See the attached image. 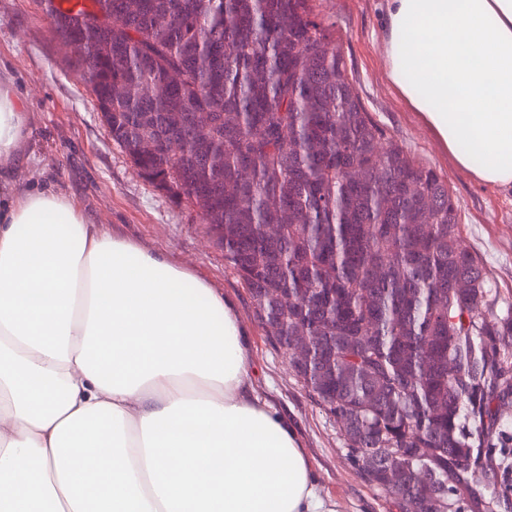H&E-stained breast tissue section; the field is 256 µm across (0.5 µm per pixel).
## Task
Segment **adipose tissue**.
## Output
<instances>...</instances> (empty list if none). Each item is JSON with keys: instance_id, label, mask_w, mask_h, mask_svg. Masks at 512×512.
<instances>
[{"instance_id": "adipose-tissue-1", "label": "adipose tissue", "mask_w": 512, "mask_h": 512, "mask_svg": "<svg viewBox=\"0 0 512 512\" xmlns=\"http://www.w3.org/2000/svg\"><path fill=\"white\" fill-rule=\"evenodd\" d=\"M385 77L480 184L512 190V0H385ZM0 77V512H337L256 395L234 305L188 267L18 187Z\"/></svg>"}]
</instances>
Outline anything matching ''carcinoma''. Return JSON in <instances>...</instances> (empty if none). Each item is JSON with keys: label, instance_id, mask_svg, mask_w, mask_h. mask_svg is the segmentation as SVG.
<instances>
[{"label": "carcinoma", "instance_id": "carcinoma-1", "mask_svg": "<svg viewBox=\"0 0 512 512\" xmlns=\"http://www.w3.org/2000/svg\"><path fill=\"white\" fill-rule=\"evenodd\" d=\"M45 2L112 141L198 209L271 343L288 355L294 330L314 337L295 376L348 423L364 478L396 495L372 460L401 448L448 496L484 470L493 402L512 392V312L487 304L446 180L366 110L314 0Z\"/></svg>", "mask_w": 512, "mask_h": 512}]
</instances>
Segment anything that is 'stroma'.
Instances as JSON below:
<instances>
[{
	"label": "stroma",
	"instance_id": "35a3bbf8",
	"mask_svg": "<svg viewBox=\"0 0 512 512\" xmlns=\"http://www.w3.org/2000/svg\"><path fill=\"white\" fill-rule=\"evenodd\" d=\"M334 24L346 75L387 135L437 170L458 208L460 240L480 260L498 314L512 309V191L475 183L458 169L417 113L386 81L381 53L384 0H316ZM0 70L28 103L33 160L21 185L46 183L69 196L100 231L116 232L188 266L234 302L248 333L257 394L296 425L321 495L340 512H398L348 456L341 424L305 392L283 352L254 319L249 295L195 208L176 204L137 173L112 141L93 96L78 81L40 0H0ZM460 512H512V469L476 474L453 494Z\"/></svg>",
	"mask_w": 512,
	"mask_h": 512
}]
</instances>
